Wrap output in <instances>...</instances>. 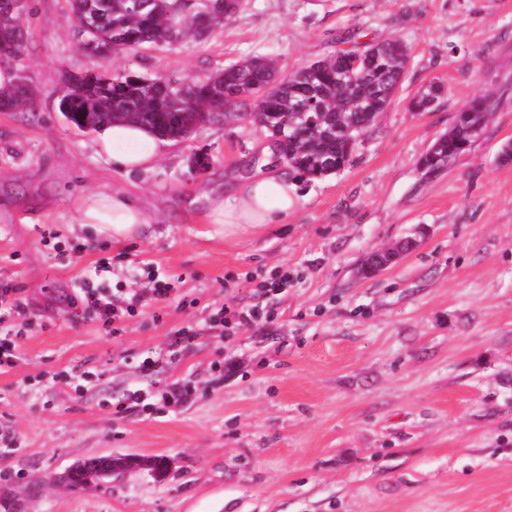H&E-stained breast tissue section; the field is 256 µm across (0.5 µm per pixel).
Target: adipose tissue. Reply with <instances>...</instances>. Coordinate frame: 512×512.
Here are the masks:
<instances>
[{
    "instance_id": "1",
    "label": "adipose tissue",
    "mask_w": 512,
    "mask_h": 512,
    "mask_svg": "<svg viewBox=\"0 0 512 512\" xmlns=\"http://www.w3.org/2000/svg\"><path fill=\"white\" fill-rule=\"evenodd\" d=\"M95 145L114 170L133 175L156 165L170 142L140 125L116 123L98 129ZM299 204L297 181L270 164L208 196L203 221L230 241L261 237L286 223ZM70 211L73 223L116 245L138 238L148 222L144 210L117 189L80 193Z\"/></svg>"
}]
</instances>
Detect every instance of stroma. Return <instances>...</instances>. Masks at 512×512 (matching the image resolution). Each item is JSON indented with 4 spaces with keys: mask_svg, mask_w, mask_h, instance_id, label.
<instances>
[{
    "mask_svg": "<svg viewBox=\"0 0 512 512\" xmlns=\"http://www.w3.org/2000/svg\"><path fill=\"white\" fill-rule=\"evenodd\" d=\"M68 12L31 0L36 109L0 112V280L23 300L0 326L27 329L0 371V496L23 512H512V0H239L207 37L106 57L85 51ZM393 38L409 63L351 165L301 182L298 209L259 238L224 241L200 218L208 193L265 161L249 118L205 124L127 176L58 110L65 80L87 71L203 81L268 55L285 78ZM433 83V108L411 111ZM475 97L495 105L482 135L423 179L421 157ZM116 188L150 218L122 247L68 210L71 195ZM282 270L286 290L262 294ZM153 277L170 293L117 336L71 301L81 279L118 295ZM225 306L260 316L213 326ZM187 327L193 345L172 355ZM175 380L191 396L130 409L128 392ZM104 455L163 456L169 471L52 484Z\"/></svg>",
    "mask_w": 512,
    "mask_h": 512,
    "instance_id": "obj_1",
    "label": "stroma"
}]
</instances>
